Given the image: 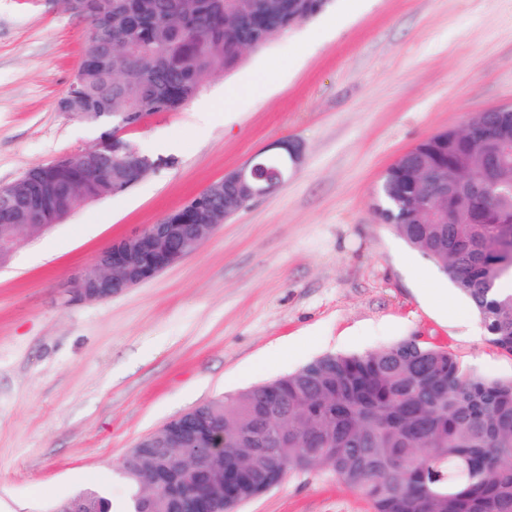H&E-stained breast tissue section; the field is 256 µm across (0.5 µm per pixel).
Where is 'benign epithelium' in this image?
<instances>
[{"mask_svg":"<svg viewBox=\"0 0 512 512\" xmlns=\"http://www.w3.org/2000/svg\"><path fill=\"white\" fill-rule=\"evenodd\" d=\"M137 148L125 146V153L118 158H108L88 150L78 154L82 166L107 177L115 185L128 188L134 185L158 163H152L136 154ZM302 147L284 142L279 151L272 153L282 166L273 182L260 174V160L267 157L259 152L245 164L224 173V179L212 183L204 190L207 196H224V185L234 186L235 193L227 197L221 207L200 206L193 212L192 222L183 224L176 220L181 208L168 212L159 222L148 224L130 235L115 240L99 252L95 264L71 279L65 289L69 302L106 301L154 278L166 269L194 255L214 231L250 202L277 190L298 167ZM415 174L426 178L430 193L444 196L463 191L473 197L488 194L490 183L477 180L467 171L456 167L451 173L441 175L427 172L419 162L410 164ZM30 183L43 187L41 196L28 198L24 205L27 222L23 224L0 223V263L9 258L20 232L36 233L67 217L80 203L87 201L77 186L63 191L67 202L57 205L58 193L46 180V172H30L25 175ZM192 439L187 431H175L169 436L165 452L174 457L187 453L181 444ZM216 492L209 483L192 486L191 507L194 512H217L214 503Z\"/></svg>","mask_w":512,"mask_h":512,"instance_id":"obj_1","label":"benign epithelium"}]
</instances>
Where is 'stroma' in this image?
<instances>
[{"mask_svg": "<svg viewBox=\"0 0 512 512\" xmlns=\"http://www.w3.org/2000/svg\"><path fill=\"white\" fill-rule=\"evenodd\" d=\"M88 31L58 0H0V185L97 143L101 126L56 109ZM510 104L512 0H332L127 131L174 164L22 235L0 263V512H48L92 484L121 503L118 466L141 438L329 353L416 338L511 378L470 301L373 209L402 153ZM281 140L302 144L297 171L195 255L112 300L66 302L65 283L113 240ZM237 512L372 509L314 472Z\"/></svg>", "mask_w": 512, "mask_h": 512, "instance_id": "stroma-1", "label": "stroma"}]
</instances>
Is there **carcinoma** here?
<instances>
[{
	"instance_id": "obj_1",
	"label": "carcinoma",
	"mask_w": 512,
	"mask_h": 512,
	"mask_svg": "<svg viewBox=\"0 0 512 512\" xmlns=\"http://www.w3.org/2000/svg\"><path fill=\"white\" fill-rule=\"evenodd\" d=\"M90 25L69 90L88 110L170 112L190 100L204 77L236 69L244 52L322 13L330 0H62ZM449 130L419 142L416 159L433 170L453 161L479 172L477 142ZM52 177L89 197L112 185L72 166ZM503 182L478 208L466 196L433 203L412 178L409 158L382 177L373 206L384 223L430 259L473 303L495 348L512 356V246L501 220L512 218V154ZM196 436L195 459L209 482H240L219 503L231 512L253 498L252 484L322 471L360 493L372 512H512V379L478 374L449 350L407 339L361 354H327L275 380L226 394L193 418L177 420ZM224 430V454L207 449ZM255 457L260 472L244 480ZM128 488L121 512H189L192 474L162 450L131 449L119 465ZM67 512H113L102 489L61 502Z\"/></svg>"
}]
</instances>
